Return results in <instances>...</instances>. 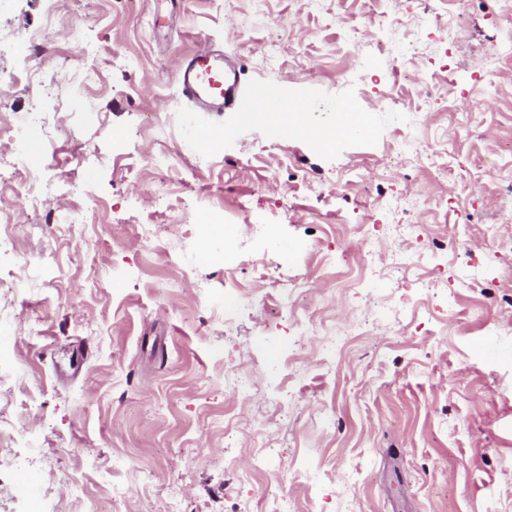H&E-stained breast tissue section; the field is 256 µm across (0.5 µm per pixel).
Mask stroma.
<instances>
[{"label":"stroma","instance_id":"1","mask_svg":"<svg viewBox=\"0 0 512 512\" xmlns=\"http://www.w3.org/2000/svg\"><path fill=\"white\" fill-rule=\"evenodd\" d=\"M510 5L468 0L461 47L424 46L407 63L417 83L387 101L375 83L389 66L343 41L345 26H370L363 0H0V113L52 112L74 129L39 161L48 209L69 206L62 184L97 198L87 224L31 223L16 148L0 147V206L27 243L0 253V512H167L173 498L182 512H263L273 497L296 512H512V75L481 52ZM52 13L65 18L52 51L23 56L20 33ZM88 43L104 58L90 90ZM203 44L237 60L247 94L309 104L327 143L195 111L175 73ZM24 65L49 98L26 89ZM426 84L440 104L422 106ZM472 99L482 110L452 125L449 107ZM203 128L219 138L194 141ZM401 133L406 165L390 160ZM391 193L415 209L419 239L381 214ZM178 199L187 208L171 210ZM376 214L378 261L411 253L408 278L427 283H379L404 313L399 334L365 291L336 286L359 272ZM258 221L272 240L252 236ZM228 279L249 294L229 336L216 308ZM281 281L316 321L350 331L335 359L318 342L289 356ZM278 361L289 391L226 392L227 372L260 379ZM266 439L267 468L248 472ZM25 472L38 498L18 488Z\"/></svg>","mask_w":512,"mask_h":512}]
</instances>
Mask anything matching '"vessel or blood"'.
I'll return each instance as SVG.
<instances>
[{"mask_svg": "<svg viewBox=\"0 0 512 512\" xmlns=\"http://www.w3.org/2000/svg\"><path fill=\"white\" fill-rule=\"evenodd\" d=\"M176 83L182 96L205 112H254L264 105L262 99L241 92L236 65L208 48L179 63Z\"/></svg>", "mask_w": 512, "mask_h": 512, "instance_id": "b4317fda", "label": "vessel or blood"}]
</instances>
